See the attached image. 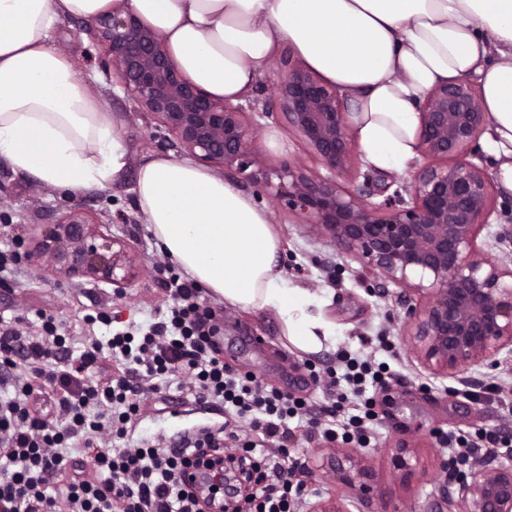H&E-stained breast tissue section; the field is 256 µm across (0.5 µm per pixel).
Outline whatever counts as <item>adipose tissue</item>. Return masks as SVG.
Instances as JSON below:
<instances>
[{
	"mask_svg": "<svg viewBox=\"0 0 512 512\" xmlns=\"http://www.w3.org/2000/svg\"><path fill=\"white\" fill-rule=\"evenodd\" d=\"M130 11L180 70L236 100L280 44L349 95L358 146L376 169L418 156V106L436 86L475 77L502 187L512 192V0H0V161L74 193L106 189L128 165L117 120L73 59L54 51L66 18ZM135 192L161 248L210 295L272 314L306 351L335 343L318 298L291 284L268 212L190 160L143 163Z\"/></svg>",
	"mask_w": 512,
	"mask_h": 512,
	"instance_id": "1",
	"label": "adipose tissue"
}]
</instances>
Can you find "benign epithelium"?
Returning <instances> with one entry per match:
<instances>
[{"mask_svg":"<svg viewBox=\"0 0 512 512\" xmlns=\"http://www.w3.org/2000/svg\"><path fill=\"white\" fill-rule=\"evenodd\" d=\"M91 38L111 61L115 85L153 115V138L198 163L246 171L253 163L245 114H280L329 171L313 176L285 164L276 170L274 196L366 268L405 287V319L413 350L431 374L459 381L475 366H512V267L477 246L494 206V181L471 161L489 114L466 80L434 88L419 107L418 144L424 163L410 184L378 203L341 182L354 167L351 113L336 87L299 66H288L275 86V104L217 99L178 68L165 41L137 15L106 11ZM121 240L77 211L43 230L29 257L59 276L89 278L118 289L132 279ZM124 270L119 276L116 270ZM411 449L394 448L392 463L406 478ZM336 478L357 494L371 490V473L351 472L331 458ZM457 512H512V467L479 462L457 482ZM308 512H349L342 497Z\"/></svg>","mask_w":512,"mask_h":512,"instance_id":"1","label":"benign epithelium"}]
</instances>
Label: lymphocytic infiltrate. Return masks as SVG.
Returning a JSON list of instances; mask_svg holds the SVG:
<instances>
[{"label":"lymphocytic infiltrate","mask_w":512,"mask_h":512,"mask_svg":"<svg viewBox=\"0 0 512 512\" xmlns=\"http://www.w3.org/2000/svg\"><path fill=\"white\" fill-rule=\"evenodd\" d=\"M162 288L166 307L145 332L133 325L115 331L107 313L90 315L77 354L73 332L56 315L39 313L34 327L19 315L0 316V512H222L223 482L200 492L183 470L227 460L262 487L233 512H302L291 420L305 418L312 438L369 444V395L384 387L383 367L340 353L345 372L332 379L331 404L310 408L225 367L223 313L201 301L193 280L174 274ZM97 323L110 334L96 335ZM173 387L222 408L223 423L136 437L145 400ZM245 420L253 437L243 442L238 425ZM483 443L512 455V439L500 432L452 435L449 475ZM76 446L79 461L70 455Z\"/></svg>","instance_id":"lymphocytic-infiltrate-1"}]
</instances>
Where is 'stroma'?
Instances as JSON below:
<instances>
[{
	"label": "stroma",
	"instance_id": "obj_1",
	"mask_svg": "<svg viewBox=\"0 0 512 512\" xmlns=\"http://www.w3.org/2000/svg\"><path fill=\"white\" fill-rule=\"evenodd\" d=\"M89 20L72 18L59 23L50 41L53 50L71 56L87 80L91 92L114 113L118 130L128 152L123 177L110 188L73 194L41 184L35 178L12 172L0 164V223L14 224L24 250H32L42 231L70 210L109 225L112 234L125 241L136 262V275L124 293L114 287L85 279L65 281L45 264L22 260L14 276L0 282V311L35 319L37 312L56 313L81 329L85 315L97 310L112 313L122 324L148 325L165 297L162 282L180 267L159 251L136 200L135 176L138 167L160 154L152 137L154 122L140 112L124 94L113 93L106 80V64L101 50L87 30ZM259 166L267 170L285 162L317 174L326 169L284 121L259 119L253 141ZM225 181L252 196L264 207L275 224L282 244L281 259L289 279L320 297L312 315L320 317L336 331V342L318 352H306L284 335L272 315L244 311L206 296L208 305L224 310V364L236 372H254L266 387L302 398L313 406L327 404L330 397L327 368L336 364L339 350L358 351L362 339L389 336L392 352H376V362H387L398 374L389 387L373 400V434L368 447L339 441L323 444L296 436L289 444L292 456L303 464L301 480L311 488L307 503L333 495L350 499L351 512H393L404 505L412 512H451L453 505L440 498L439 481L448 476V449L444 440L451 434L497 429L512 435V414L490 401H474L453 379L428 377L412 350L404 312L396 301L400 285L381 277L363 276L364 265L345 253L314 225L303 223L295 214L276 204L247 174L228 172ZM512 226V193L496 191V211L477 243L490 259L512 258V241L497 243L494 237ZM157 400H149L139 434H173L205 423L220 421L221 413L188 406L185 416L174 418L160 413ZM413 448L416 469L411 477L394 470L392 449L398 444ZM350 455L373 475L377 494L370 501L357 498L332 476L329 459L336 453Z\"/></svg>",
	"mask_w": 512,
	"mask_h": 512
}]
</instances>
